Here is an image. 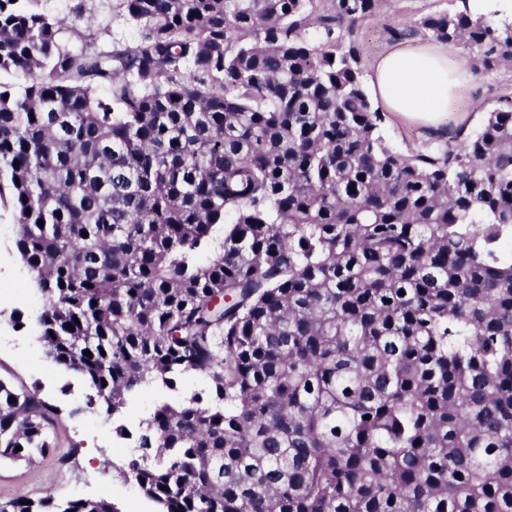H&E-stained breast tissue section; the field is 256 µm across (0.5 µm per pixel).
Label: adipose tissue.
<instances>
[{
  "label": "adipose tissue",
  "mask_w": 512,
  "mask_h": 512,
  "mask_svg": "<svg viewBox=\"0 0 512 512\" xmlns=\"http://www.w3.org/2000/svg\"><path fill=\"white\" fill-rule=\"evenodd\" d=\"M468 76L447 47L433 44L415 53L393 49L380 55L371 64L369 81L388 111L434 129L447 123L449 114L463 111L453 90Z\"/></svg>",
  "instance_id": "adipose-tissue-1"
}]
</instances>
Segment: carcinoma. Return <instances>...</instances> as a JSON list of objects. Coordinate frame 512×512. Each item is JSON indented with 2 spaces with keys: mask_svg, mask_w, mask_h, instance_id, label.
<instances>
[{
  "mask_svg": "<svg viewBox=\"0 0 512 512\" xmlns=\"http://www.w3.org/2000/svg\"><path fill=\"white\" fill-rule=\"evenodd\" d=\"M23 2L0 0V203L45 354L108 415L205 379L139 423L157 512H512V98L405 153L352 39L386 0L313 24L312 0H120L135 45L100 26L76 53ZM458 2L417 27L512 65V20ZM58 422L0 379L1 462Z\"/></svg>",
  "mask_w": 512,
  "mask_h": 512,
  "instance_id": "cac0c4a2",
  "label": "carcinoma"
}]
</instances>
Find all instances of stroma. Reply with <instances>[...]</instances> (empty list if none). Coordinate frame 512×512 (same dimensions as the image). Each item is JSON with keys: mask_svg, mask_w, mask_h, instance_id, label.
<instances>
[{"mask_svg": "<svg viewBox=\"0 0 512 512\" xmlns=\"http://www.w3.org/2000/svg\"><path fill=\"white\" fill-rule=\"evenodd\" d=\"M449 6L448 0H388L376 15L363 20L355 29L363 66L391 48L414 51L429 45L422 35L394 39L397 31L415 25L421 16ZM35 10L68 17L78 28L110 24L113 37L122 44H133L137 33L119 12L100 8L92 17L75 16L67 0H36ZM461 98L476 103L460 126L474 131L486 112L497 108L503 96H512V65L489 73L472 74L458 90ZM386 139L401 151L422 150L445 143L416 123L386 113L383 126ZM42 308L39 293L14 246V225L10 207L0 205V378L17 386L38 389L41 396L59 408L58 450L41 457L32 466L0 463V498L19 496L58 500L74 498L110 501L116 512H156L153 502L143 497L125 472V464L135 446L134 440L117 436V426L137 431L162 394L153 389L140 392L117 415L83 410L87 388L81 378L54 364L44 353L37 336V317ZM80 452L73 466L63 467L60 454L71 447Z\"/></svg>", "mask_w": 512, "mask_h": 512, "instance_id": "obj_1", "label": "stroma"}]
</instances>
